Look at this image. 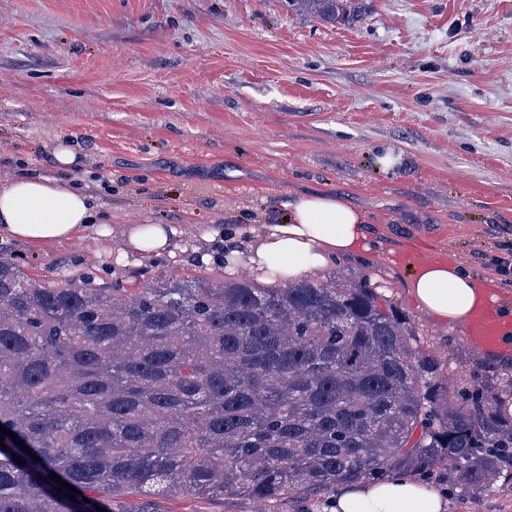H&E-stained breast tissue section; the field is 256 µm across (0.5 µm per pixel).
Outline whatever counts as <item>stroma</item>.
Masks as SVG:
<instances>
[{
    "label": "stroma",
    "instance_id": "obj_1",
    "mask_svg": "<svg viewBox=\"0 0 512 512\" xmlns=\"http://www.w3.org/2000/svg\"><path fill=\"white\" fill-rule=\"evenodd\" d=\"M72 177L102 221L171 224V253L121 256L115 239L0 255L49 280L85 274L137 288L224 277L212 227L281 223L283 201L328 192L370 216L373 248L332 263L369 275L412 322L442 376L512 361L439 326L405 282L407 256L458 259L512 304V0H363L330 24L284 0H0V183ZM399 160L378 165L382 149ZM304 503L132 494L120 512H322ZM448 512H512V480Z\"/></svg>",
    "mask_w": 512,
    "mask_h": 512
}]
</instances>
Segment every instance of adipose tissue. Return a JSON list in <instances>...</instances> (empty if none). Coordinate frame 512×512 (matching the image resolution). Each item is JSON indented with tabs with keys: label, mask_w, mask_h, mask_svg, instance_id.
I'll return each instance as SVG.
<instances>
[{
	"label": "adipose tissue",
	"mask_w": 512,
	"mask_h": 512,
	"mask_svg": "<svg viewBox=\"0 0 512 512\" xmlns=\"http://www.w3.org/2000/svg\"><path fill=\"white\" fill-rule=\"evenodd\" d=\"M278 224L247 229V252L230 251L225 268H248L261 279L295 280L337 257L368 250L364 210L339 196L315 192L285 201ZM97 205L70 181L20 176L0 184V234L32 246L62 243L89 230ZM179 231L168 224H130L120 233L124 253L148 258L171 250ZM418 308L441 324L462 325L485 299L476 275L453 259H428L407 283ZM324 512H448V500L410 477H394L340 491Z\"/></svg>",
	"instance_id": "adipose-tissue-1"
}]
</instances>
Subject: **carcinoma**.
Segmentation results:
<instances>
[{
  "label": "carcinoma",
  "mask_w": 512,
  "mask_h": 512,
  "mask_svg": "<svg viewBox=\"0 0 512 512\" xmlns=\"http://www.w3.org/2000/svg\"><path fill=\"white\" fill-rule=\"evenodd\" d=\"M285 3L338 24L359 9ZM440 365L363 276L129 289L0 257V424L19 440L0 432V512H99L134 490L262 503L439 468L488 493L512 477V374L451 383Z\"/></svg>",
  "instance_id": "obj_1"
}]
</instances>
